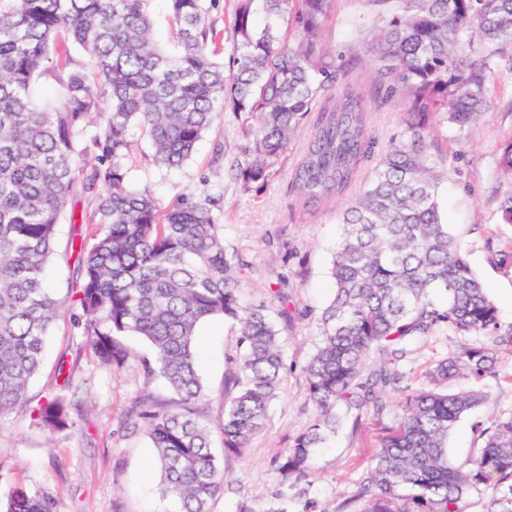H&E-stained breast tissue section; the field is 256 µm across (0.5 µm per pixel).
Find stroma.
<instances>
[{
  "label": "stroma",
  "instance_id": "obj_1",
  "mask_svg": "<svg viewBox=\"0 0 512 512\" xmlns=\"http://www.w3.org/2000/svg\"><path fill=\"white\" fill-rule=\"evenodd\" d=\"M370 15L367 0H332L323 23L321 39L332 55H357L359 63L349 72L353 80L367 81L373 74L365 53L367 31L357 24ZM494 84L490 108L469 132H459L451 124L432 125L428 153L442 175V219L506 327L512 325V224L503 223L500 205L512 194V176L499 169L498 159L512 141V74L495 75ZM407 119L397 100L370 112L378 149L403 138ZM253 126L250 115L224 111L182 166L155 167L142 138L128 160L130 185L149 189L161 207L185 196L219 198L215 215L226 249L241 259L234 276L244 305L272 304L273 289L283 286L296 308L294 318L280 326L288 367L283 389L270 406L266 428L240 456L224 453L219 430L224 380L239 353L237 330L232 320L221 317L199 328L198 366L207 393L203 416L230 481L213 512H236L242 501L254 512H264L281 488L274 457L315 415L303 369L320 341L317 316L333 294L329 267L341 233L338 217L348 205L344 198L316 207L303 204L292 185L305 142L301 136L279 157L267 180L244 183L238 166L246 158ZM124 342L133 358L116 374L80 354L83 338L68 317L57 321L29 395L37 400L55 393L56 365L60 357H67L78 365L75 384L86 401L84 420L72 430L49 436L32 427L24 409L0 418V488L52 485L61 512H178L175 500H161L157 493L158 466L148 438L124 423L136 391L144 385L139 361L152 355L140 337L128 336ZM462 342V337L442 330L414 345L406 367L409 385L419 387L425 371L456 352ZM483 385L490 393L488 403L463 418L449 439L448 452L455 463L474 456L482 444L475 422L487 423L512 412L511 347H499L495 372L484 378ZM400 399V393H392L382 415L365 410L344 419L336 434L317 449L308 476L289 488L297 504L310 499L322 512H366L367 502L354 500L353 495L382 438L397 422Z\"/></svg>",
  "mask_w": 512,
  "mask_h": 512
}]
</instances>
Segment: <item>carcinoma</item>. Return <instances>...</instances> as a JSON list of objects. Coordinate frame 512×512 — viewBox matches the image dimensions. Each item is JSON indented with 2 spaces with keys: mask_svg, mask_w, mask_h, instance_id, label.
Wrapping results in <instances>:
<instances>
[{
  "mask_svg": "<svg viewBox=\"0 0 512 512\" xmlns=\"http://www.w3.org/2000/svg\"><path fill=\"white\" fill-rule=\"evenodd\" d=\"M219 0H169L175 51L153 37L150 0H0V415L30 404L52 325L65 302L48 286L60 224L73 197L93 206L86 238L72 236L81 288L69 314L81 351L113 372L131 353L122 337L152 348L141 360L146 381L171 393L160 403L148 389L126 415L144 431L159 466V491L179 512H212L228 484L200 420L206 392L197 370L199 325L234 321L242 352L224 386V451L240 454L265 427L287 370L280 331L267 310L241 304L233 277L240 259L224 247L206 198L162 208L129 186L134 131L147 139L155 165L178 168L208 132L217 109L254 117L246 182L269 169L316 113L293 184L304 203L346 195L362 163L376 158L367 187L343 211L332 256L334 294L319 317L320 343L304 368L316 416L274 458L281 485L308 475L315 449L336 431V408L386 409L385 394L404 393L399 422L387 435L355 499L366 512H464L474 492H490L485 512H512V413L479 424L483 445L457 465L448 457L455 425L490 399L479 380L493 372L496 348L512 346V325L474 274L437 203L441 174L426 153L429 116L471 129L495 92L492 79L512 73V0H367L379 24L365 51L373 85H337L320 44L331 0H261L266 23H253L254 0H238L232 69L216 61L223 32L211 12ZM289 16L298 45L283 43L272 20ZM86 69L56 76L52 95L40 79L50 59ZM396 99L411 117L405 138L375 154L372 108ZM99 121L96 134L86 127ZM446 294L439 305L434 296ZM446 328L485 336L403 385L412 347ZM60 363L65 392L31 409L49 435L69 431L85 400ZM50 486L0 492V512H59Z\"/></svg>",
  "mask_w": 512,
  "mask_h": 512,
  "instance_id": "cac0c4a2",
  "label": "carcinoma"
}]
</instances>
